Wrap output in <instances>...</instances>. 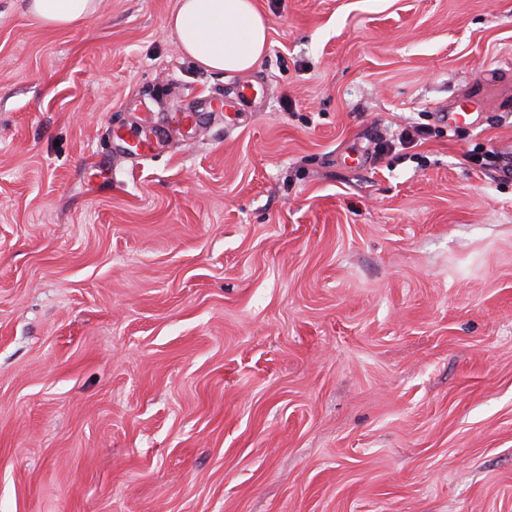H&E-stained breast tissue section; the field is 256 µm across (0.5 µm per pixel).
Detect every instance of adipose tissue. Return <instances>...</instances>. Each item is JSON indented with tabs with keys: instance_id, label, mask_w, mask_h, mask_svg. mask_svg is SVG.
<instances>
[{
	"instance_id": "ef3b65f1",
	"label": "adipose tissue",
	"mask_w": 512,
	"mask_h": 512,
	"mask_svg": "<svg viewBox=\"0 0 512 512\" xmlns=\"http://www.w3.org/2000/svg\"><path fill=\"white\" fill-rule=\"evenodd\" d=\"M98 6L99 0H30L28 10L44 25L68 29ZM167 28L182 53L209 71H250L268 44V25L254 0H178Z\"/></svg>"
}]
</instances>
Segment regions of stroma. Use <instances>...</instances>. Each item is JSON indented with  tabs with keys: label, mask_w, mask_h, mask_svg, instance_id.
<instances>
[{
	"label": "stroma",
	"mask_w": 512,
	"mask_h": 512,
	"mask_svg": "<svg viewBox=\"0 0 512 512\" xmlns=\"http://www.w3.org/2000/svg\"><path fill=\"white\" fill-rule=\"evenodd\" d=\"M26 2L0 0V512H512V0H255L244 73L181 53L176 0L77 29Z\"/></svg>",
	"instance_id": "35a3bbf8"
}]
</instances>
